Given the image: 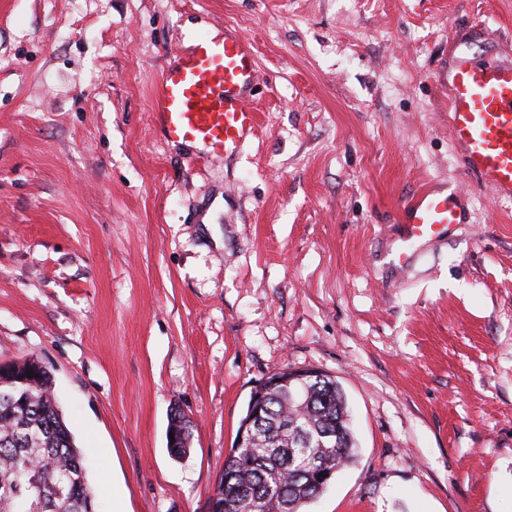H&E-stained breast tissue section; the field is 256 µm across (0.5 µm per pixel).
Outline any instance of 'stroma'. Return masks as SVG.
I'll return each instance as SVG.
<instances>
[{"label": "stroma", "mask_w": 512, "mask_h": 512, "mask_svg": "<svg viewBox=\"0 0 512 512\" xmlns=\"http://www.w3.org/2000/svg\"><path fill=\"white\" fill-rule=\"evenodd\" d=\"M223 26L260 127L212 160L149 101ZM458 38L512 58V0H0V365L51 373L99 512H207L251 392L311 368L357 453L307 512H512V203L451 141ZM429 187L465 221L400 265Z\"/></svg>", "instance_id": "stroma-1"}]
</instances>
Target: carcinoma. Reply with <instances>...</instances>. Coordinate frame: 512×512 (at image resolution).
Here are the masks:
<instances>
[{
  "label": "carcinoma",
  "instance_id": "cac0c4a2",
  "mask_svg": "<svg viewBox=\"0 0 512 512\" xmlns=\"http://www.w3.org/2000/svg\"><path fill=\"white\" fill-rule=\"evenodd\" d=\"M32 376H27V372ZM45 370L25 359L12 374L0 372V512H97L86 468L66 425ZM262 427L250 448H233L215 488L214 512H260L288 497V512L321 492V475L353 457L346 401L329 376L292 389L280 385L257 404ZM190 423L173 436L182 455L190 447ZM71 495L56 498L60 480Z\"/></svg>",
  "mask_w": 512,
  "mask_h": 512
}]
</instances>
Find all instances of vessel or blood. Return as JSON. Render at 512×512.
Wrapping results in <instances>:
<instances>
[{"mask_svg": "<svg viewBox=\"0 0 512 512\" xmlns=\"http://www.w3.org/2000/svg\"><path fill=\"white\" fill-rule=\"evenodd\" d=\"M256 81V61L247 38L200 35L191 51L173 53L150 98L153 122L171 142L200 146L220 159L254 136L259 114L247 98ZM448 127L466 172L499 199L512 202V63L460 50L448 83ZM462 221L458 194L425 191L402 206L406 263L408 247L447 236Z\"/></svg>", "mask_w": 512, "mask_h": 512, "instance_id": "obj_1", "label": "vessel or blood"}]
</instances>
